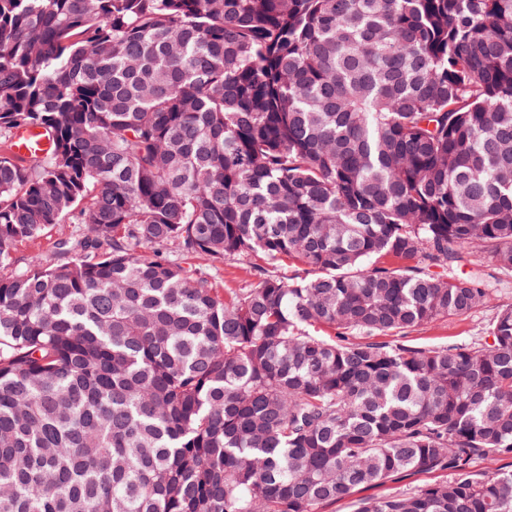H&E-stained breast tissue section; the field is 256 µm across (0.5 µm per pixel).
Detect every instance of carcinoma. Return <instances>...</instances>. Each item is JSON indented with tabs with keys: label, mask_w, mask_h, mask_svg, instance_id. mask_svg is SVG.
Segmentation results:
<instances>
[{
	"label": "carcinoma",
	"mask_w": 512,
	"mask_h": 512,
	"mask_svg": "<svg viewBox=\"0 0 512 512\" xmlns=\"http://www.w3.org/2000/svg\"><path fill=\"white\" fill-rule=\"evenodd\" d=\"M67 223L70 261L18 268ZM494 298L483 336L406 340ZM488 456L512 0H0V512H512ZM44 132L40 129H31L21 134L16 139L14 152L22 157H29L33 154L43 155L50 147V142ZM83 224H57L49 233L37 241L19 245L16 248L15 255L21 262L31 256L39 255L43 260L62 264L70 260L68 255L58 254L54 248L55 241L60 237L69 236L72 232L78 230ZM213 276L219 288H240L246 285L248 278L239 265L220 266L213 271ZM448 473L432 472V473H418L406 477L402 480L387 482L386 484L366 488L360 491L358 497H382L392 495L400 492L406 488H414L417 486L426 485L439 480L449 479Z\"/></svg>",
	"instance_id": "carcinoma-1"
}]
</instances>
